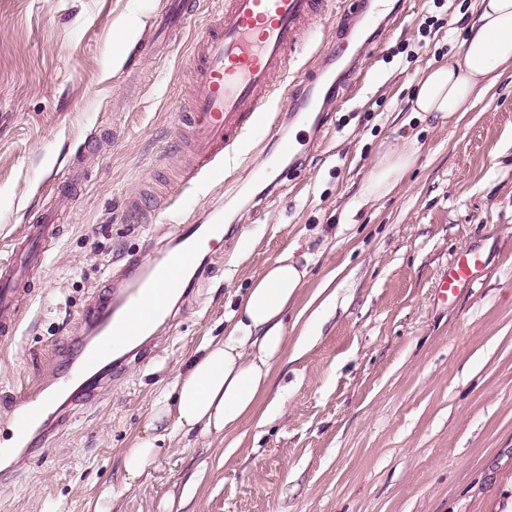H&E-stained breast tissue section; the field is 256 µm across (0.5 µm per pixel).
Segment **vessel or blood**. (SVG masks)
Masks as SVG:
<instances>
[{
  "label": "vessel or blood",
  "instance_id": "vessel-or-blood-1",
  "mask_svg": "<svg viewBox=\"0 0 512 512\" xmlns=\"http://www.w3.org/2000/svg\"><path fill=\"white\" fill-rule=\"evenodd\" d=\"M382 0H355L351 35L368 26L383 32L389 19L383 18ZM196 0H166L152 28L139 42L142 53L157 57L168 53L173 33L194 14ZM323 0H226L217 17L208 24L195 46V77L190 109L180 121L192 150L186 184L199 177H220L229 152L239 135L269 110L280 94L278 77L287 70L289 51L300 45L313 22L321 16ZM347 46L337 43L321 62L308 67L299 86L313 108L325 109L327 99L315 91L326 79L332 65H343ZM161 200L150 193L129 200L127 209L141 222H149ZM59 214L49 210L39 223L29 225L25 237L14 243L11 256L0 263V339L18 332L31 295L23 285L24 273L41 262L39 244L53 241L60 233ZM223 225L203 224L184 235L177 250L162 262L145 264L129 259L118 274L96 291L83 309L80 326L62 354L57 369L0 414V431H7L10 447L0 448L5 464L0 480L13 474L11 460L35 454L39 442L63 427L78 401L102 395L121 363L112 360L113 337H127L136 351L146 348L144 338L168 313L165 299L154 295L157 281L176 282L183 269L192 268L201 243L222 235ZM482 268V260L469 252L448 267L440 288L443 298L456 297L471 287Z\"/></svg>",
  "mask_w": 512,
  "mask_h": 512
}]
</instances>
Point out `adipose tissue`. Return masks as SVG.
Here are the masks:
<instances>
[{
	"instance_id": "adipose-tissue-1",
	"label": "adipose tissue",
	"mask_w": 512,
	"mask_h": 512,
	"mask_svg": "<svg viewBox=\"0 0 512 512\" xmlns=\"http://www.w3.org/2000/svg\"><path fill=\"white\" fill-rule=\"evenodd\" d=\"M510 67L512 0H481L459 53L421 77L412 110L425 118L465 111L474 96L495 84ZM414 161L412 145H386L362 185V202L390 195ZM305 276V269L288 253L253 280L238 304L233 332L202 346L178 375L174 401L157 400L136 445L123 450L127 485L146 478L160 442L195 432L226 437L252 416L284 351L285 316Z\"/></svg>"
}]
</instances>
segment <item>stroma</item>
Returning <instances> with one entry per match:
<instances>
[{"label": "stroma", "instance_id": "stroma-1", "mask_svg": "<svg viewBox=\"0 0 512 512\" xmlns=\"http://www.w3.org/2000/svg\"><path fill=\"white\" fill-rule=\"evenodd\" d=\"M162 6L0 0V260L44 209L63 224L17 335L0 343V396L46 372L110 272L158 256L177 227L211 212L224 224L151 351L17 460L0 512H495L512 491V69L452 117L410 110L421 74L460 49L478 0H407L380 41L354 45L362 65L320 133L254 122L238 161L195 195L178 179L176 115L191 100L195 44L224 0H200L169 56L154 59L138 41ZM349 7L328 0L290 73L330 50ZM279 130L298 163L278 156ZM396 140L413 141V166L391 195L359 205L383 143ZM74 169L83 183L71 192ZM147 185L166 206L144 224L127 201ZM289 251L305 283L254 417L226 440L175 437L126 487L122 451L153 403L209 338L227 335L240 296ZM467 251L484 273L444 302L438 283Z\"/></svg>", "mask_w": 512, "mask_h": 512}]
</instances>
